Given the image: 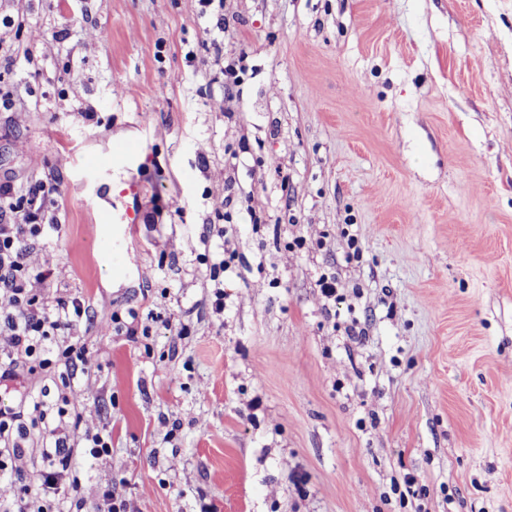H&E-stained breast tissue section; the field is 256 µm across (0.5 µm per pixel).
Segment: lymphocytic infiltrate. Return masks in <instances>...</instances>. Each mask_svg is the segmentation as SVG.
<instances>
[{
  "label": "lymphocytic infiltrate",
  "mask_w": 512,
  "mask_h": 512,
  "mask_svg": "<svg viewBox=\"0 0 512 512\" xmlns=\"http://www.w3.org/2000/svg\"><path fill=\"white\" fill-rule=\"evenodd\" d=\"M45 183H0V334L8 336L13 353L0 360V385L23 379L39 370L90 368L84 343L65 340L73 324L87 316L79 298L45 302L35 288L42 281L31 264L35 241L47 227L43 222ZM57 346L55 358L43 357L46 343ZM28 414L0 409V469L20 460L31 432L44 444V468L37 485L23 486L17 499L0 512H66L68 494L61 485L71 472L75 444L63 424L50 423L44 400H28Z\"/></svg>",
  "instance_id": "lymphocytic-infiltrate-1"
}]
</instances>
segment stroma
Masks as SVG:
<instances>
[{
	"label": "stroma",
	"mask_w": 512,
	"mask_h": 512,
	"mask_svg": "<svg viewBox=\"0 0 512 512\" xmlns=\"http://www.w3.org/2000/svg\"><path fill=\"white\" fill-rule=\"evenodd\" d=\"M0 47V182L54 185L32 265L93 359L0 408L111 431L82 512H512V0H0ZM127 139L116 277L79 165Z\"/></svg>",
	"instance_id": "35a3bbf8"
}]
</instances>
